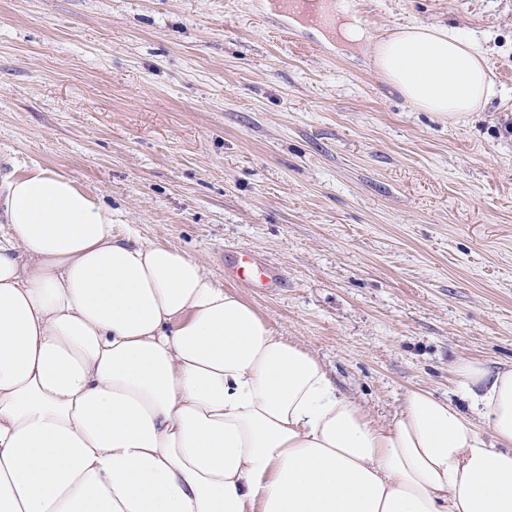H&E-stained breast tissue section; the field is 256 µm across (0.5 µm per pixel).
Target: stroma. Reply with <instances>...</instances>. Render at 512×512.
Returning <instances> with one entry per match:
<instances>
[{
	"label": "stroma",
	"mask_w": 512,
	"mask_h": 512,
	"mask_svg": "<svg viewBox=\"0 0 512 512\" xmlns=\"http://www.w3.org/2000/svg\"><path fill=\"white\" fill-rule=\"evenodd\" d=\"M274 0H0V178L69 176L143 240L196 258L316 354L368 420L512 365V0H342L350 45ZM487 49L467 122L415 111L373 64L394 25ZM244 253L283 284L226 269Z\"/></svg>",
	"instance_id": "1"
}]
</instances>
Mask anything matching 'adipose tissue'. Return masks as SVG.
Wrapping results in <instances>:
<instances>
[{
  "label": "adipose tissue",
  "mask_w": 512,
  "mask_h": 512,
  "mask_svg": "<svg viewBox=\"0 0 512 512\" xmlns=\"http://www.w3.org/2000/svg\"><path fill=\"white\" fill-rule=\"evenodd\" d=\"M374 56L453 124L497 95L445 26ZM455 372L376 426L191 255L54 170L0 180V512H512V366Z\"/></svg>",
  "instance_id": "obj_1"
}]
</instances>
